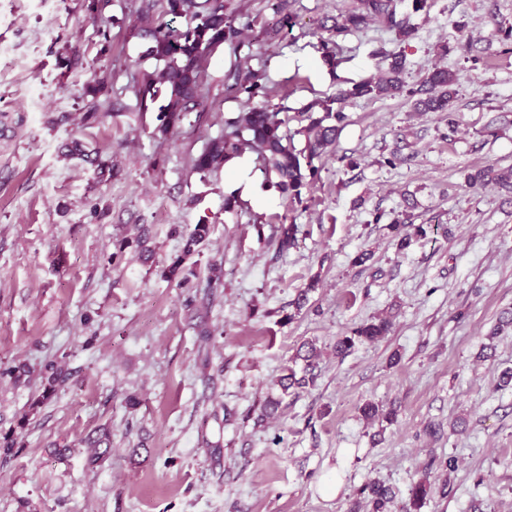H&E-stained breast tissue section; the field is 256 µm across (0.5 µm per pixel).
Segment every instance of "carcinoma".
I'll return each instance as SVG.
<instances>
[{
    "mask_svg": "<svg viewBox=\"0 0 512 512\" xmlns=\"http://www.w3.org/2000/svg\"><path fill=\"white\" fill-rule=\"evenodd\" d=\"M136 18L142 35L150 40L145 56L155 60L156 67L134 81L133 93L141 107L157 112L158 125L155 131L165 136L177 129L188 114L204 111L201 94L203 61L223 44L232 46L235 52L243 48L246 45L244 31L248 25L236 24L237 17L227 11L224 0H140ZM179 19L182 23L177 26L175 22ZM372 23L382 24L401 39L414 33L409 17L398 15L395 0H356V5L337 17L336 23L329 29L330 43L335 44L338 38L360 32ZM404 72L405 58L401 55L392 56L388 67L377 78L339 90L336 97L321 104L323 115L316 117L311 112L307 113L308 124L288 134L282 131L286 120L280 118L279 113L252 104L260 95L269 97V90L261 82L258 71L240 65L227 75V91L236 98L244 97V109L224 119V135L211 141L192 160V170L204 176L219 168L229 158L251 152L256 155L260 171L266 176H275V187L282 196L291 202L300 203L303 190L311 185L317 174L313 160L336 142L338 133L347 123L348 116L341 104L363 96L386 97L405 93L409 96L421 95L417 105L425 112L448 110L455 94L453 86L457 82L454 72L436 68L416 90L406 88ZM89 95L91 100L80 117V123L91 125L112 115V103H100L94 90ZM335 103L339 104L336 109L333 108ZM296 135L305 138V145L301 149L294 144ZM67 153L93 166L100 178L112 171L106 162L79 140L67 144ZM489 182H495L511 191L512 169L499 170L490 166L470 177L473 185ZM210 232V225L200 223L185 234L182 255L169 265V276L175 277L183 272V260L201 252ZM297 233L298 225H282L279 250L295 246ZM116 248L119 253L133 248L146 260L152 256L147 239L140 235L121 239ZM390 329L391 323L386 318L362 323L336 340V355H347L359 342L379 341L387 336ZM318 356L314 344H302L296 358L303 361V366L298 370L289 367L286 374L280 376L278 386L281 395H288L291 389L305 390L315 386ZM61 376L62 372L57 365L52 364L46 368L42 399L50 397ZM360 412L366 419L380 417L388 423L394 422L396 416L395 410L385 412L372 402L364 403ZM432 489V483L426 478L416 482L411 488L410 506L406 512H420ZM360 494L367 499L371 512H386L392 498L391 488L381 482L364 485Z\"/></svg>",
    "mask_w": 512,
    "mask_h": 512,
    "instance_id": "carcinoma-1",
    "label": "carcinoma"
}]
</instances>
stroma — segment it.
<instances>
[{
	"mask_svg": "<svg viewBox=\"0 0 512 512\" xmlns=\"http://www.w3.org/2000/svg\"><path fill=\"white\" fill-rule=\"evenodd\" d=\"M137 2L112 0L103 38L87 0H0V364L32 372L0 382V435L18 437L0 457V512H348L371 481L403 512L425 476L434 489L421 512H512V385L499 382L512 330L489 336L512 310V193L469 182L512 167V0H427L418 12L396 0L410 38L374 23L341 39L331 64L327 28L353 0H284L296 21L285 36L273 0H229L250 44L208 57L205 111L165 138L131 88L154 68ZM393 52L414 87L437 66L457 73L448 112H419L407 96L346 102L301 203L254 169L266 197L228 209L224 170L193 172L242 109L225 85L235 65L262 73L295 130L297 112L376 75ZM91 85L123 114L82 125ZM75 137L110 176L64 157ZM201 222L209 244L183 256V232ZM292 223L297 244L279 250ZM141 226L153 259L113 260ZM179 256L185 281L166 274ZM214 265L223 277L211 285ZM378 316L388 336L337 357V337ZM306 341L322 350L315 386L263 416ZM50 363L64 380L45 400ZM368 401L396 408L395 422L365 421ZM103 427L110 446L87 447Z\"/></svg>",
	"mask_w": 512,
	"mask_h": 512,
	"instance_id": "obj_1",
	"label": "stroma"
}]
</instances>
